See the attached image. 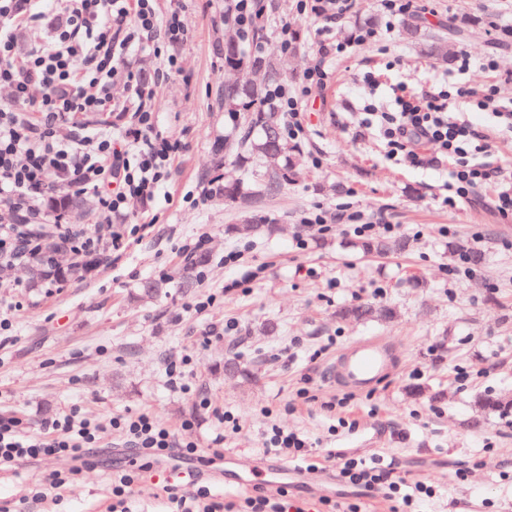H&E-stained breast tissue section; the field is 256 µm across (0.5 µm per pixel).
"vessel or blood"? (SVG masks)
Listing matches in <instances>:
<instances>
[{"mask_svg":"<svg viewBox=\"0 0 512 512\" xmlns=\"http://www.w3.org/2000/svg\"><path fill=\"white\" fill-rule=\"evenodd\" d=\"M392 365L389 350L381 339L368 338L337 353L330 378L337 387L361 393L383 381Z\"/></svg>","mask_w":512,"mask_h":512,"instance_id":"b4317fda","label":"vessel or blood"}]
</instances>
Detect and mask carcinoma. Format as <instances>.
<instances>
[{"instance_id":"carcinoma-1","label":"carcinoma","mask_w":512,"mask_h":512,"mask_svg":"<svg viewBox=\"0 0 512 512\" xmlns=\"http://www.w3.org/2000/svg\"><path fill=\"white\" fill-rule=\"evenodd\" d=\"M222 55L224 68L236 70L246 67L251 79L243 84H224L219 92L224 112L235 122L234 135L217 140L212 147L216 167L224 164V157L232 155L241 164L259 161L263 164V177L255 182H222L215 177L217 191L231 204H249L279 192L299 174L303 152L285 140L279 131L281 112L270 102L269 89L285 79L273 58L254 55L245 58L239 42L232 36L224 39ZM49 206L67 211L89 207L88 199L80 193L53 196ZM403 248L400 241L371 239L359 245L367 253H387ZM337 317L344 320H388L392 311L384 306L370 304L340 309Z\"/></svg>"}]
</instances>
